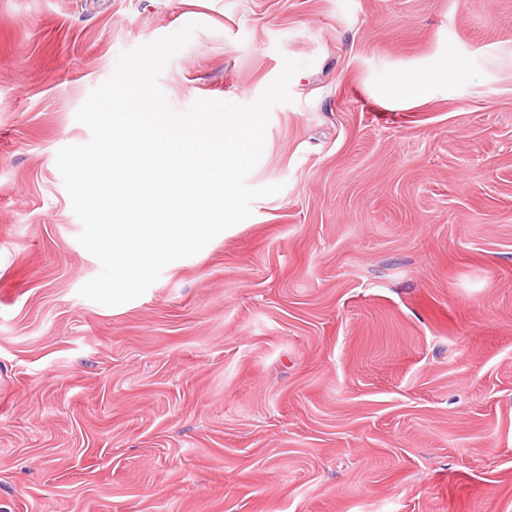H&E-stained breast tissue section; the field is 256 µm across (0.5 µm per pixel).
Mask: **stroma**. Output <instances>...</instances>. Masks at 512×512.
<instances>
[{"instance_id": "stroma-1", "label": "stroma", "mask_w": 512, "mask_h": 512, "mask_svg": "<svg viewBox=\"0 0 512 512\" xmlns=\"http://www.w3.org/2000/svg\"><path fill=\"white\" fill-rule=\"evenodd\" d=\"M190 22L282 189L103 306L56 153ZM0 512H512V0H0Z\"/></svg>"}]
</instances>
